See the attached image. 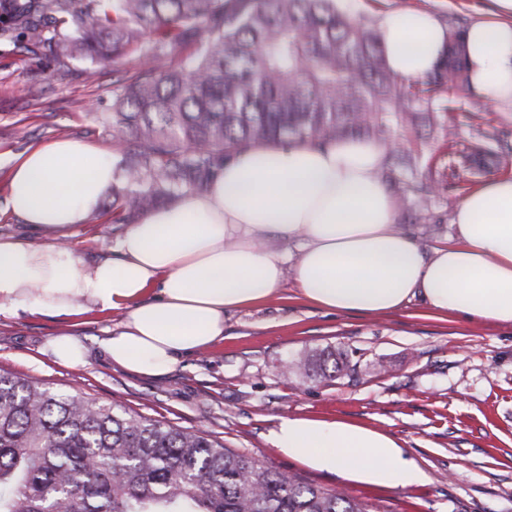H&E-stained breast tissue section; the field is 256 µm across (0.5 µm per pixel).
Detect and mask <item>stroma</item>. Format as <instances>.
Instances as JSON below:
<instances>
[{
    "label": "stroma",
    "instance_id": "stroma-1",
    "mask_svg": "<svg viewBox=\"0 0 512 512\" xmlns=\"http://www.w3.org/2000/svg\"><path fill=\"white\" fill-rule=\"evenodd\" d=\"M354 20L382 22L391 12L421 9L442 23L492 17L493 0H340ZM118 62L32 55L0 41V236L42 241L13 211L5 156L70 138L119 160L112 127ZM95 70L87 80V70ZM450 112L421 115L424 139L415 177L432 189L427 217L402 213L400 226L426 246L450 242L455 207L483 176L458 165L461 151L485 142L496 152L488 174L512 175V103L475 92L454 94ZM487 174V175H488ZM98 215L65 238L82 263L112 254L122 232ZM121 314H88L74 330L91 350L88 364H56L42 347L65 323L54 316L0 313V373L80 394L99 404L188 430L259 456L281 471L348 493L380 512H512V325L431 312L413 299L385 315L315 307L292 280L262 305L224 313V340L185 357L171 374L150 377L110 362L99 341ZM312 349L346 355L332 384L283 378L284 362ZM328 417L375 426L395 437L428 476L398 489L347 485L278 453L269 437L279 417Z\"/></svg>",
    "mask_w": 512,
    "mask_h": 512
}]
</instances>
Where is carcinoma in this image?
<instances>
[{"label": "carcinoma", "instance_id": "cac0c4a2", "mask_svg": "<svg viewBox=\"0 0 512 512\" xmlns=\"http://www.w3.org/2000/svg\"><path fill=\"white\" fill-rule=\"evenodd\" d=\"M465 30L448 25L439 63L411 80L389 67L380 29L338 0H0V37L29 53L137 57L112 112L137 145L114 165V224L205 189L224 159L259 144L360 137L384 146L382 179L414 169L411 139L388 130L418 135L421 106L469 89ZM492 157L477 144L465 160L479 172ZM430 193L401 190L399 210H425ZM330 357L310 350L283 374L331 383L343 367ZM0 512L374 510L202 432L0 374Z\"/></svg>", "mask_w": 512, "mask_h": 512}]
</instances>
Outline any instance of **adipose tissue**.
Here are the masks:
<instances>
[{"instance_id":"obj_1","label":"adipose tissue","mask_w":512,"mask_h":512,"mask_svg":"<svg viewBox=\"0 0 512 512\" xmlns=\"http://www.w3.org/2000/svg\"><path fill=\"white\" fill-rule=\"evenodd\" d=\"M494 8V19L469 26L464 60L473 91L512 101V0ZM382 33L391 68L407 78L431 71L446 49L443 27L423 10L388 14ZM383 162L379 143L354 137L250 147L203 191L128 225L114 257L82 265L53 235L92 220L112 163L72 139L35 147L13 163L10 203L47 240L0 236V312L122 314L103 351L146 376L222 342L225 310L263 302L289 272L305 299L335 312L385 314L419 297L439 314L512 324V177L466 194L453 213L454 244L426 249L399 226L395 197L378 176ZM273 234L301 240L294 268L265 248ZM271 441L354 485L426 480L396 439L355 421L284 416Z\"/></svg>"}]
</instances>
